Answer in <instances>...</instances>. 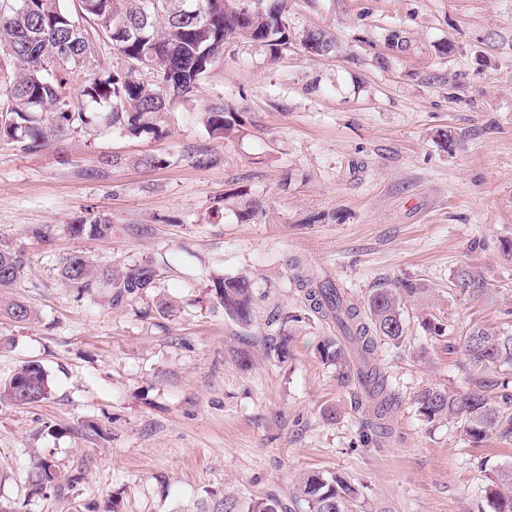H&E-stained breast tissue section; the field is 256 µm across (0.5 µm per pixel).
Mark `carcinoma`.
<instances>
[{"label": "carcinoma", "mask_w": 512, "mask_h": 512, "mask_svg": "<svg viewBox=\"0 0 512 512\" xmlns=\"http://www.w3.org/2000/svg\"><path fill=\"white\" fill-rule=\"evenodd\" d=\"M180 0H76L68 8L65 0H0V43L16 60L13 79L0 81V141L10 140L31 150L52 139L62 138L84 123L81 107L70 104L62 89L67 75L82 67L96 52L97 43L111 46L129 66L81 86L78 97L105 108V120L123 134L139 137L156 134L153 117L173 103L192 95L199 80L228 38L242 36L256 47L277 52L288 46V0H257L248 10L226 7L215 11L219 0H194L199 18L177 12ZM305 48L317 55L336 52V42L323 30L308 32ZM153 73L152 81L137 77L139 68ZM235 112L220 103L211 106L205 120L210 135L224 137L235 130ZM75 238L112 235V222L97 216L68 225ZM26 260L12 245L0 239V288L22 278ZM294 280L304 291L310 309L336 325L337 331L354 345L361 358L359 375L365 394L383 420L398 403L375 358L381 343L400 346L406 337L402 305L420 292L414 283L386 285L374 289L359 308L331 279L294 262ZM60 275L82 293L95 289H123L132 295L153 284L156 271L149 266L132 267L123 273H98L88 259L73 253L63 259ZM453 287L469 300L493 298L495 289L479 272L459 266ZM214 305L224 315L248 324L253 295L244 277L224 278L209 288ZM464 365L473 377L472 387L457 391L446 385H428L415 395L419 414L428 423L446 418L458 425L465 439L477 446L491 437L512 441V331L474 322L460 336ZM322 359L334 364L344 351L333 341L321 347ZM490 373L503 376L491 384ZM502 388L493 397L491 387ZM51 387L46 372L37 364L17 370L0 385V402L31 405L48 398ZM75 482L47 459L39 460L30 478L32 492L44 493ZM294 500L303 512H350L360 490L333 473L309 472L296 478ZM484 497L493 512H512V466H501L488 476ZM275 498H257L242 506L222 498L211 512H279Z\"/></svg>", "instance_id": "cac0c4a2"}]
</instances>
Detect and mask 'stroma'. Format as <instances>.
<instances>
[{
  "label": "stroma",
  "instance_id": "1",
  "mask_svg": "<svg viewBox=\"0 0 512 512\" xmlns=\"http://www.w3.org/2000/svg\"><path fill=\"white\" fill-rule=\"evenodd\" d=\"M288 18L281 53L230 39L195 92L158 114V133L124 135L86 100L89 124L40 150L0 141V239L27 261L9 295L34 313L0 315V382L35 362L52 386L37 404L0 403L5 512H101L114 498L121 512H204L223 495L294 512L305 472L358 486L353 512H490L483 488L512 464V443L471 446L455 424L423 421L413 397L470 387L468 324L512 326V0H288ZM313 29L334 36V54L301 46ZM393 30L403 45L388 43ZM124 66L98 45L63 95ZM216 103L241 114L240 132L209 135ZM197 148L209 165L191 164ZM93 215L111 237L69 234ZM73 252L156 280L120 298L78 294L58 274ZM295 259L359 306L386 284L421 287L403 307L404 344L379 350L399 396L387 435L364 434L374 406L355 357L321 359L336 329L296 287ZM465 264L495 300L459 297L451 278ZM241 275L247 325L207 295ZM45 456L78 483L31 493Z\"/></svg>",
  "mask_w": 512,
  "mask_h": 512
}]
</instances>
